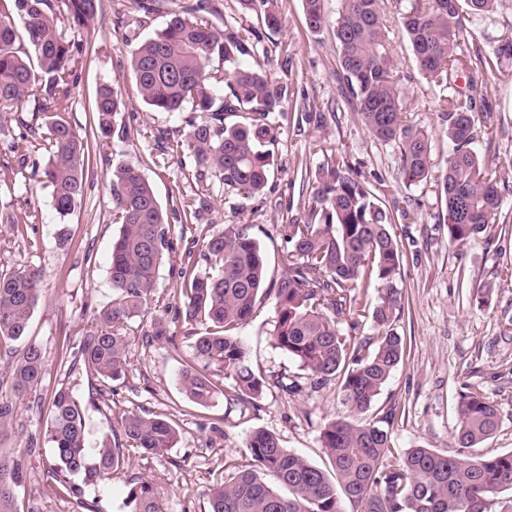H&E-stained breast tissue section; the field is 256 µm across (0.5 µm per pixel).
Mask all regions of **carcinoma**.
Returning a JSON list of instances; mask_svg holds the SVG:
<instances>
[{"label": "carcinoma", "mask_w": 512, "mask_h": 512, "mask_svg": "<svg viewBox=\"0 0 512 512\" xmlns=\"http://www.w3.org/2000/svg\"><path fill=\"white\" fill-rule=\"evenodd\" d=\"M274 0H238L245 11L261 14L273 30L280 24ZM308 27L318 32L327 22L324 0H302ZM502 0H408L401 27L419 71L438 85L461 66L457 48L463 37V15L483 19ZM334 38L347 94L355 99L370 134L397 144L401 175L409 185L433 180L444 202L442 223L448 240L465 244L487 232L503 201L505 174L482 162L473 150L476 127L475 88L454 90L440 99L445 135L451 151L444 168L432 159L427 132L406 123L403 97L393 82L382 0H338ZM138 23L165 17L163 28L138 42L130 66L142 101L155 112H182L187 106L208 119L187 123L175 151L194 162L195 177L216 179L246 198L263 194L271 171L275 140L270 114L280 110L282 94L267 73L245 63L252 56L257 30L244 26L222 32L212 20V0H136ZM100 0H0V113L27 112L19 118L20 139H38L45 159L36 170L52 187L57 213L68 214L82 198L90 174L91 151L115 131L123 108L121 96L103 86L95 101V125L81 134L66 119L78 80L84 42L66 36L61 26L85 34L93 31ZM23 18V27L14 17ZM222 78V94L212 80ZM244 113L224 123V114ZM313 180L315 204L304 224H290L282 255L286 271L266 283V258L251 224H226L206 236L208 270L188 264L180 271L179 295L184 317L206 325L194 342L195 359L180 384L194 404L210 403L219 387L212 367L234 381L230 399L255 405L264 380L249 364L237 330L263 298L274 301L276 348L299 363L313 385L340 381L350 412H367L405 355L404 339L394 330L401 317L399 244L392 233V214L350 175L340 157L305 172ZM112 221L120 225L112 244L109 268L112 301L97 314L94 330L81 345L86 369L101 380H116L126 363V330L147 314L154 278L172 248L169 215L152 185L133 162L112 173ZM376 285L371 318L378 335L358 341L340 327L342 314L365 316L356 291ZM41 292V274L23 267L0 274V345L17 344L10 381H0V436L17 402L42 387L45 366L40 347L27 340ZM147 336L173 342L162 319ZM47 408L45 435L55 457L48 477L62 485L71 476L87 483L116 477L125 467L122 441L138 451L156 454L172 448L178 431L158 415H131L121 421L113 439L91 444L86 436L83 401L68 387L54 389L38 408ZM396 413L364 424L352 417L328 421L321 433L327 464L310 463L280 445L269 431H252L248 464L224 462V483L206 491L208 512H512V451L494 455L474 452L500 425L499 404L478 390L461 395L456 452L431 448L393 452L390 426ZM0 448V512H18L24 485L21 466L5 459ZM157 489L144 478L127 482L128 512H158Z\"/></svg>", "instance_id": "1"}]
</instances>
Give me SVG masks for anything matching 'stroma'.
I'll list each match as a JSON object with an SVG mask.
<instances>
[{
	"label": "stroma",
	"mask_w": 512,
	"mask_h": 512,
	"mask_svg": "<svg viewBox=\"0 0 512 512\" xmlns=\"http://www.w3.org/2000/svg\"><path fill=\"white\" fill-rule=\"evenodd\" d=\"M383 6L392 75L403 92L407 120L431 134L433 159L444 165L450 146L442 133L439 102L448 90L420 73L400 24L403 0H384ZM275 9L280 27L261 29L247 59L284 90L282 110L270 116L276 133L270 147L273 165L258 198H243L215 179L198 181L188 159L173 151L187 122H202L207 115L191 109L154 112L140 99L129 69L132 45L126 35L151 37L164 20L158 16L149 26H137L132 0H101L96 36L84 53L68 120L79 129L90 127L97 90L108 83L123 99L117 121L125 130L111 135L92 155L94 175L70 214H58L47 184L17 164L20 155H36L37 143L20 141L16 116L0 122V212L37 215L31 224L0 223V273L23 266L42 272L30 336L44 356L45 390L66 385L84 398L92 443L119 429L121 416L131 412L167 417L178 430L173 448L153 455L130 450L122 474L111 481L88 484L72 477V484L82 488L77 498L46 478L53 450L44 439L45 413L32 400L19 402L0 446L22 451L26 480L20 497L25 512H77L82 501L89 512H126V483L135 477L157 486L161 512H207L204 490L223 483L225 458L248 460L247 438L255 429L274 433L283 448L324 464L320 433L325 423L348 415L349 409L334 384L297 395L275 386L277 374L297 376L301 370L272 343L273 300H262L238 330L253 371L265 381L260 400L242 409L226 397L231 383L224 380L221 394L200 407L182 393L179 374L191 364L192 346L203 327L178 318L177 288L184 253L202 257L205 235L239 222L253 227L266 255L268 282L279 280L285 270L281 229L304 222L314 202L313 186L302 182L301 171L339 157L349 162L354 178L370 189L378 204L393 213L402 253L404 308L395 330L405 340L406 355L361 421L373 422L396 411L395 453L416 446L448 453L455 449L459 395L470 387L497 402L502 417L481 453L512 450V330L507 327L512 320V278L504 275L512 268V190L503 194L493 237L450 243L436 183L404 182L396 145L375 139L343 93L331 28L311 31L302 0H277ZM507 36L512 37V0L491 18L467 24L465 41L479 45L484 60L472 74L459 75L455 84L464 88L469 80L481 82L492 118L473 148L486 163L512 174V61L495 55ZM134 160L140 161L165 210L187 197L194 199L199 217L172 223L174 248L164 255L152 292V311L169 320L175 344L150 341L145 335L149 319H134L127 330L124 372L95 397L94 376L71 362L93 328L95 314L112 298L109 264L119 232L112 222V170ZM405 210L413 212V220H403ZM483 292L488 295L486 306H474V298Z\"/></svg>",
	"instance_id": "obj_1"
}]
</instances>
